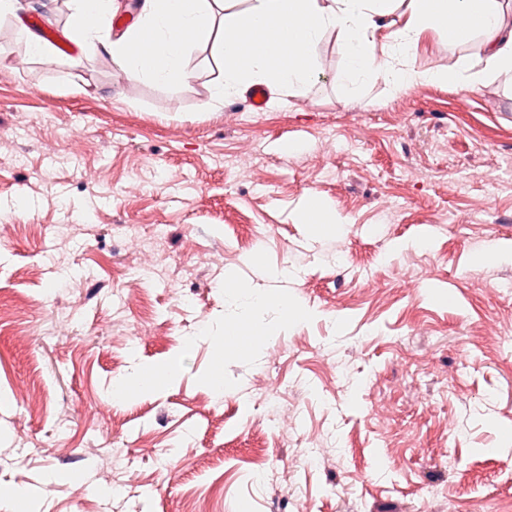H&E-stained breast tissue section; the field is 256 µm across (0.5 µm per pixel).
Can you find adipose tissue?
<instances>
[{"label":"adipose tissue","instance_id":"obj_1","mask_svg":"<svg viewBox=\"0 0 512 512\" xmlns=\"http://www.w3.org/2000/svg\"><path fill=\"white\" fill-rule=\"evenodd\" d=\"M142 0L137 27L113 39L101 35L112 0H71L72 35L93 50L107 53L132 80L174 84L183 81L185 55L198 41L215 38L222 77L215 84L214 103L262 85L271 93L309 82L315 47L327 30L343 39L347 67L338 81L346 98L358 83L383 77L403 89L433 75L411 67L398 68L379 57L374 32L394 14L402 27L392 38L404 44L427 29L455 40L484 34L477 77L512 71V28H504L500 0Z\"/></svg>","mask_w":512,"mask_h":512}]
</instances>
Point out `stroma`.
Segmentation results:
<instances>
[{
	"label": "stroma",
	"mask_w": 512,
	"mask_h": 512,
	"mask_svg": "<svg viewBox=\"0 0 512 512\" xmlns=\"http://www.w3.org/2000/svg\"><path fill=\"white\" fill-rule=\"evenodd\" d=\"M38 12L69 0L4 24ZM485 40L426 30L394 63L448 80L349 101L331 30L258 111L213 103L211 39L177 84L86 50L0 83V512H512V260L470 263L512 244V73L462 76ZM301 224H309L313 235L335 233L339 227L336 217L316 201L309 199L297 213Z\"/></svg>",
	"instance_id": "1"
}]
</instances>
